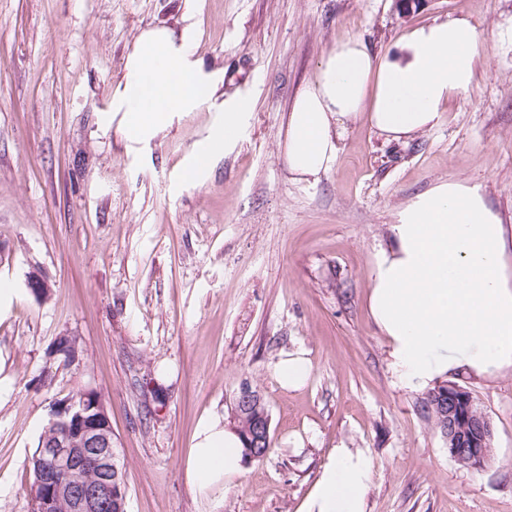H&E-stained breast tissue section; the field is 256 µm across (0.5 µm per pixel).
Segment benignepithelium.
<instances>
[{
	"instance_id": "7a95c632",
	"label": "benign epithelium",
	"mask_w": 512,
	"mask_h": 512,
	"mask_svg": "<svg viewBox=\"0 0 512 512\" xmlns=\"http://www.w3.org/2000/svg\"><path fill=\"white\" fill-rule=\"evenodd\" d=\"M443 397L440 433L448 454L459 464L480 471L491 458L493 427L471 393L450 382ZM262 403L258 391L241 388L235 412ZM41 456L29 487L30 512H124V474L117 463L112 424L104 397L90 389L52 410L44 427Z\"/></svg>"
}]
</instances>
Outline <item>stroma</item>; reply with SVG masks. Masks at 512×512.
<instances>
[{"mask_svg": "<svg viewBox=\"0 0 512 512\" xmlns=\"http://www.w3.org/2000/svg\"><path fill=\"white\" fill-rule=\"evenodd\" d=\"M460 16L483 53L436 127L389 142L350 123L330 170L292 179L288 113L337 42L381 58ZM511 26L512 0L410 13L396 0H0V512H29L26 463L54 404L89 388L105 397L128 512H303L336 447L372 462L365 512H512V369L452 377L494 430L489 463L466 469L422 392L399 386L367 306L397 212L432 187L479 186L512 225ZM155 27L192 30L216 90L131 140L112 101ZM237 97L251 103L243 137L191 179ZM300 351L311 374L282 388L275 365ZM245 383L267 405L270 449L232 483L199 486L195 436L232 422Z\"/></svg>", "mask_w": 512, "mask_h": 512, "instance_id": "stroma-1", "label": "stroma"}]
</instances>
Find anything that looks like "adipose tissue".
I'll use <instances>...</instances> for the list:
<instances>
[{"instance_id":"1","label":"adipose tissue","mask_w":512,"mask_h":512,"mask_svg":"<svg viewBox=\"0 0 512 512\" xmlns=\"http://www.w3.org/2000/svg\"><path fill=\"white\" fill-rule=\"evenodd\" d=\"M483 37L462 17L407 33L398 51L376 58L362 42L337 43L288 114L285 159L297 179H315L334 164L349 121H368L389 141L437 125L441 108L470 91ZM115 106L129 139L165 124L206 100L213 81L193 57L189 36L167 29L141 33L126 63ZM251 109L237 100L198 155L223 153L244 133ZM393 245L375 259L369 313L385 336L400 386L432 388L464 372L494 378L512 368V269L508 232L478 187L442 183L402 208L390 227ZM243 442L213 419L197 434L189 471L199 483L232 482L243 472ZM372 464L362 452L334 448L305 512H365Z\"/></svg>"}]
</instances>
